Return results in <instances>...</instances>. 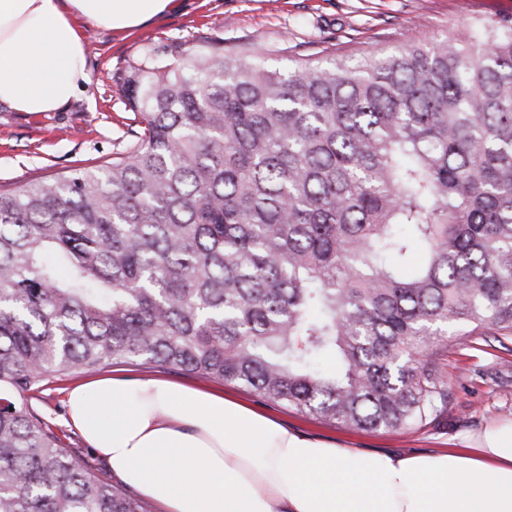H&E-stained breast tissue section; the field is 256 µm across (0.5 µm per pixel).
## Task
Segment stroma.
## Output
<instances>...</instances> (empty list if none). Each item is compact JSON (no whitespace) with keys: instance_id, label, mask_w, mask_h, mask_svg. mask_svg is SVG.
<instances>
[{"instance_id":"35a3bbf8","label":"stroma","mask_w":512,"mask_h":512,"mask_svg":"<svg viewBox=\"0 0 512 512\" xmlns=\"http://www.w3.org/2000/svg\"><path fill=\"white\" fill-rule=\"evenodd\" d=\"M502 16H512V0H176L174 9L130 33L80 23L88 82L78 96L57 112L0 108V190L94 167L130 148L135 136L125 78L145 53L168 59L175 48L197 51L221 41L246 46L274 67L291 58L358 60ZM429 351L446 402L414 428L358 430L297 414L242 389L237 395L299 432L368 451L457 448L490 423L512 420V343L447 335L432 339ZM75 383L48 374L27 404L96 473L112 479L105 461L68 423L67 397Z\"/></svg>"}]
</instances>
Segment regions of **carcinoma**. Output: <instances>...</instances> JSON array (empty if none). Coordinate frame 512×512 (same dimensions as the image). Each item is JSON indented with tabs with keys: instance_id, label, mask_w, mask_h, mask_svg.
Wrapping results in <instances>:
<instances>
[{
	"instance_id": "cac0c4a2",
	"label": "carcinoma",
	"mask_w": 512,
	"mask_h": 512,
	"mask_svg": "<svg viewBox=\"0 0 512 512\" xmlns=\"http://www.w3.org/2000/svg\"><path fill=\"white\" fill-rule=\"evenodd\" d=\"M130 87V150L0 192V512H144L30 411L51 372L407 429L445 398L431 337L512 338V18L356 64L215 43Z\"/></svg>"
}]
</instances>
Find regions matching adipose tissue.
Segmentation results:
<instances>
[{"mask_svg":"<svg viewBox=\"0 0 512 512\" xmlns=\"http://www.w3.org/2000/svg\"><path fill=\"white\" fill-rule=\"evenodd\" d=\"M174 0H0V107L56 112L88 80L82 18L139 27ZM70 423L163 512H512V422L475 448L368 453L166 379L106 376L68 395Z\"/></svg>","mask_w":512,"mask_h":512,"instance_id":"1","label":"adipose tissue"}]
</instances>
